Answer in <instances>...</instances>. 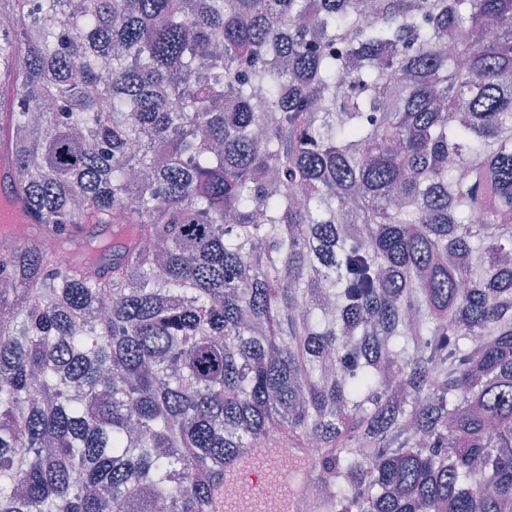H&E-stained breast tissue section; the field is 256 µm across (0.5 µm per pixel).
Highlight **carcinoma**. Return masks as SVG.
<instances>
[{
	"instance_id": "cac0c4a2",
	"label": "carcinoma",
	"mask_w": 512,
	"mask_h": 512,
	"mask_svg": "<svg viewBox=\"0 0 512 512\" xmlns=\"http://www.w3.org/2000/svg\"><path fill=\"white\" fill-rule=\"evenodd\" d=\"M0 17V512H512V0ZM266 457L269 461L267 466H256L253 461L256 458ZM296 459V453L289 449L288 451L273 450V448H263L262 450L248 453L232 466L226 468V478L224 481V496H220L219 511L223 512H261L269 510H285L290 502L294 490L298 485L293 481V487L288 483V476L295 469L293 461ZM243 480H251L257 486V496L255 499L244 501L238 499L228 486L237 484ZM273 486L279 488L284 494L288 495V503L284 502L278 508L270 506L262 508L261 505L269 500L270 490Z\"/></svg>"
}]
</instances>
